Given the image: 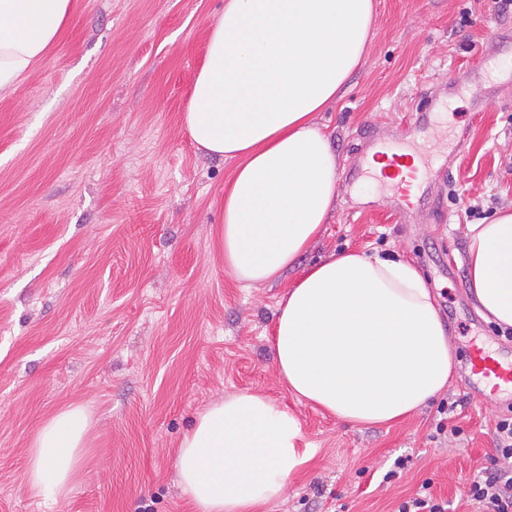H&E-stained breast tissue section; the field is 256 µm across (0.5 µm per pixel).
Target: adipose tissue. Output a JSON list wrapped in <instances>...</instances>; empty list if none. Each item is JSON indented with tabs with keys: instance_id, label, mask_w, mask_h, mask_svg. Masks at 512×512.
<instances>
[{
	"instance_id": "adipose-tissue-1",
	"label": "adipose tissue",
	"mask_w": 512,
	"mask_h": 512,
	"mask_svg": "<svg viewBox=\"0 0 512 512\" xmlns=\"http://www.w3.org/2000/svg\"><path fill=\"white\" fill-rule=\"evenodd\" d=\"M74 0H0V92L61 38ZM373 0H224L182 114L207 153L236 160L215 245L237 283L279 280L336 207L340 174L316 122L361 65ZM469 293L485 319L512 327V213L466 227ZM299 401L354 424H392L447 390L451 340L421 273L404 260L351 251L309 267L281 300L271 340ZM91 420L73 404L46 420L25 481L55 502L82 467ZM315 455L297 417L242 392L199 413L176 469L195 512H257Z\"/></svg>"
}]
</instances>
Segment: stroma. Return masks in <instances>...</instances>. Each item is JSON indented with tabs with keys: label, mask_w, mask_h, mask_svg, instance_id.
Masks as SVG:
<instances>
[{
	"label": "stroma",
	"mask_w": 512,
	"mask_h": 512,
	"mask_svg": "<svg viewBox=\"0 0 512 512\" xmlns=\"http://www.w3.org/2000/svg\"><path fill=\"white\" fill-rule=\"evenodd\" d=\"M375 3L361 66L317 117L343 172L336 208L272 284L246 288L225 270L214 232L235 163L198 149L181 122L224 0H76L60 42L0 92V512H194L178 486L181 435L242 391L288 406L316 450L261 512H396L425 482L448 512H473L464 491L512 406L465 379L471 345L512 353L465 268L466 224L512 208V11ZM381 143L432 155L445 172L425 186L435 208L398 212L369 175L347 176ZM345 250L412 261L453 341L445 393L393 425L299 402L272 360L280 299ZM72 403L92 419L81 474L45 503L24 482L29 448ZM451 403L456 435L436 430ZM399 456L405 468L387 478Z\"/></svg>",
	"instance_id": "1"
}]
</instances>
